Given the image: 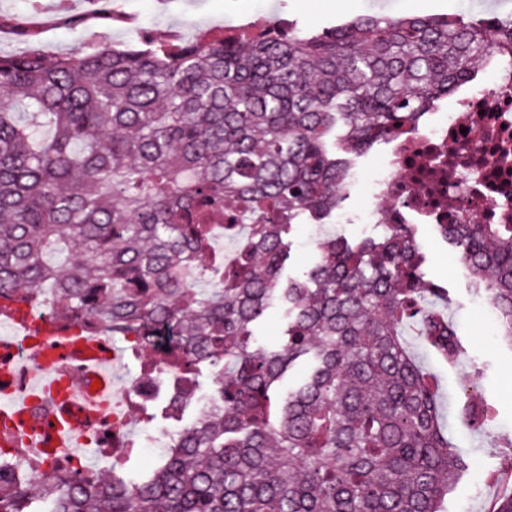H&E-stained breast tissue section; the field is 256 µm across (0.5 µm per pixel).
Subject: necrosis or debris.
I'll use <instances>...</instances> for the list:
<instances>
[{
  "label": "necrosis or debris",
  "instance_id": "4bbe7bcc",
  "mask_svg": "<svg viewBox=\"0 0 512 512\" xmlns=\"http://www.w3.org/2000/svg\"><path fill=\"white\" fill-rule=\"evenodd\" d=\"M365 188L361 220L377 229L390 224H512V62L491 58L483 71L461 84L447 105L425 113L420 126L383 142L370 174L352 167L345 194ZM10 351L17 372L10 384L25 413L53 419L64 404L75 411L99 404L105 414L81 421L78 449H63L55 462L33 460L24 474L35 477L66 467L83 472L97 449L127 448V414L116 394L86 380L78 368L70 381L55 384L53 372H37L33 336L14 331Z\"/></svg>",
  "mask_w": 512,
  "mask_h": 512
}]
</instances>
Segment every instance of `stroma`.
Masks as SVG:
<instances>
[{
    "mask_svg": "<svg viewBox=\"0 0 512 512\" xmlns=\"http://www.w3.org/2000/svg\"><path fill=\"white\" fill-rule=\"evenodd\" d=\"M54 4L55 0H43L42 12L34 14L30 0H0V52H15L30 43L52 59L93 35L124 46L147 36L166 42L175 31L190 43L201 33L221 35L245 25L263 10L296 20L308 31L366 14L457 13L478 18L492 10L500 18L512 19V0H111L112 14L107 18L99 15L96 0H71L63 13ZM20 27L27 40L16 38ZM415 233L426 256L428 279L448 290V316L465 347L464 355L451 364L423 349L414 334L406 336L418 362L436 377L449 436L469 461L448 494L445 512H489L501 490L489 475L512 456V346L499 337L487 313L488 300L470 291L457 251L433 225H416ZM467 399L495 408V430L475 435L459 423L457 409Z\"/></svg>",
    "mask_w": 512,
    "mask_h": 512,
    "instance_id": "1",
    "label": "stroma"
}]
</instances>
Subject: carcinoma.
Returning a JSON list of instances; mask_svg holds the SVG:
<instances>
[{
    "mask_svg": "<svg viewBox=\"0 0 512 512\" xmlns=\"http://www.w3.org/2000/svg\"><path fill=\"white\" fill-rule=\"evenodd\" d=\"M501 36L464 16L368 15L316 32L204 44L83 42L45 60L0 55V302L107 336H164L135 391L169 388L175 422L156 469L22 484L0 470V512H443L467 461L432 376L403 338L456 362L463 344L426 278L411 224L349 241L332 223L352 164L450 98ZM249 237L213 273L210 221ZM313 222L300 277L291 234ZM512 344V224H440ZM284 338L255 327L271 306ZM211 377L202 391L203 375ZM459 415L475 433L485 404Z\"/></svg>",
    "mask_w": 512,
    "mask_h": 512,
    "instance_id": "obj_1",
    "label": "carcinoma"
}]
</instances>
